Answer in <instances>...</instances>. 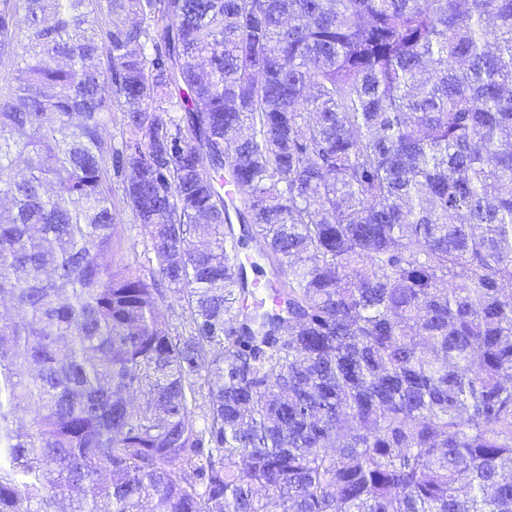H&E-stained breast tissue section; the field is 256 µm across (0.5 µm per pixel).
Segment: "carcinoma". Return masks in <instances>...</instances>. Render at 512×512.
I'll return each instance as SVG.
<instances>
[{"mask_svg": "<svg viewBox=\"0 0 512 512\" xmlns=\"http://www.w3.org/2000/svg\"><path fill=\"white\" fill-rule=\"evenodd\" d=\"M506 185L512 0H0V512H512ZM115 214L119 224L126 225L129 242L134 245V250L128 253V257L131 261L135 260L138 265H145L147 269L148 263L144 256V243L138 226L132 223L129 212L121 206L116 208Z\"/></svg>", "mask_w": 512, "mask_h": 512, "instance_id": "obj_1", "label": "carcinoma"}]
</instances>
